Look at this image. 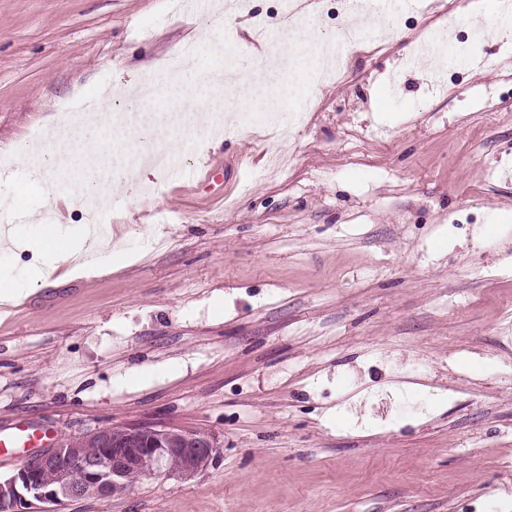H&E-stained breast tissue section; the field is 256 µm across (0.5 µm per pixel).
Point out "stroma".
Instances as JSON below:
<instances>
[{
    "instance_id": "stroma-1",
    "label": "stroma",
    "mask_w": 512,
    "mask_h": 512,
    "mask_svg": "<svg viewBox=\"0 0 512 512\" xmlns=\"http://www.w3.org/2000/svg\"><path fill=\"white\" fill-rule=\"evenodd\" d=\"M448 0H401L389 41L301 95L292 125L242 115L155 174L113 185L101 220L127 261L32 282L36 227L4 185L129 71L216 34L277 69L285 0L182 13L172 0H0V272L22 293L0 326V430L56 436L152 423L216 438L215 466L59 512H512V14L492 12L452 77L406 66ZM494 102L503 120L486 125ZM224 162L232 195H212Z\"/></svg>"
}]
</instances>
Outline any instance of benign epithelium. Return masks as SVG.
<instances>
[{
	"mask_svg": "<svg viewBox=\"0 0 512 512\" xmlns=\"http://www.w3.org/2000/svg\"><path fill=\"white\" fill-rule=\"evenodd\" d=\"M124 439L127 447L96 453L58 440L30 454L11 475L0 477V503L10 512H46L53 502L123 496L133 480H190L218 459L215 438L177 435L158 425L130 428Z\"/></svg>",
	"mask_w": 512,
	"mask_h": 512,
	"instance_id": "7a95c632",
	"label": "benign epithelium"
}]
</instances>
